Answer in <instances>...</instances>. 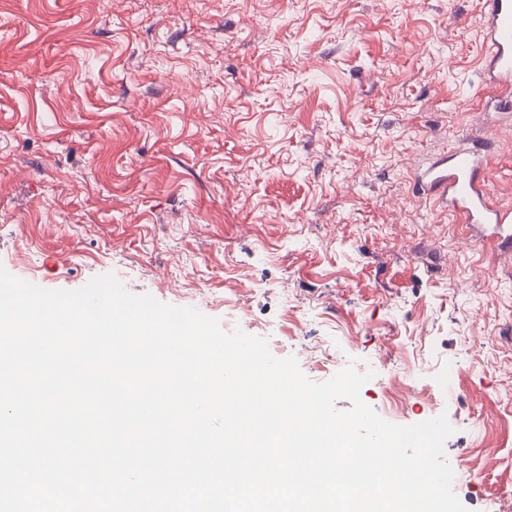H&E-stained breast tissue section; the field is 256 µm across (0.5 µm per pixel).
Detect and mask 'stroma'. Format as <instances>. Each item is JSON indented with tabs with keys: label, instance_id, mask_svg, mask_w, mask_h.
I'll use <instances>...</instances> for the list:
<instances>
[{
	"label": "stroma",
	"instance_id": "35a3bbf8",
	"mask_svg": "<svg viewBox=\"0 0 512 512\" xmlns=\"http://www.w3.org/2000/svg\"><path fill=\"white\" fill-rule=\"evenodd\" d=\"M484 0H0V266L267 338L407 426L446 415L467 512H512V250L419 175L512 129L481 89ZM340 364L318 369L322 351Z\"/></svg>",
	"mask_w": 512,
	"mask_h": 512
}]
</instances>
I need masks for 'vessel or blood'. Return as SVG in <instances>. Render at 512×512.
I'll return each instance as SVG.
<instances>
[{
	"mask_svg": "<svg viewBox=\"0 0 512 512\" xmlns=\"http://www.w3.org/2000/svg\"><path fill=\"white\" fill-rule=\"evenodd\" d=\"M485 55L481 82L494 91L500 109H512V0H486L480 17ZM489 154L467 140L458 141L447 158L433 162L421 185L433 193L466 228L483 240L512 243V210L494 205L488 182Z\"/></svg>",
	"mask_w": 512,
	"mask_h": 512,
	"instance_id": "vessel-or-blood-1",
	"label": "vessel or blood"
}]
</instances>
